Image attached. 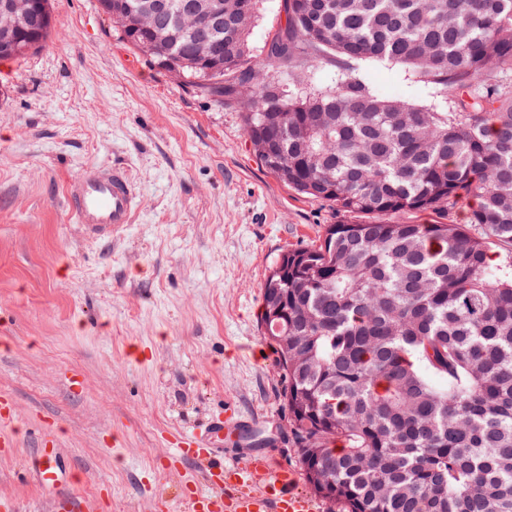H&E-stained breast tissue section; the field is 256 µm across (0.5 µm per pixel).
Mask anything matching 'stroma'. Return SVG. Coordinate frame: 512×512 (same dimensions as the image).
<instances>
[{
  "label": "stroma",
  "instance_id": "1",
  "mask_svg": "<svg viewBox=\"0 0 512 512\" xmlns=\"http://www.w3.org/2000/svg\"><path fill=\"white\" fill-rule=\"evenodd\" d=\"M39 50L0 62V499L48 512L29 465L44 434L71 493L96 512H183L194 465H163L169 435L242 420L225 458L257 449L298 474L262 285L280 255L344 216L280 183L240 113L139 55L98 0H51ZM391 98L418 90L362 63ZM91 163L123 167L138 207L100 240L65 187ZM82 384L70 388L71 375Z\"/></svg>",
  "mask_w": 512,
  "mask_h": 512
}]
</instances>
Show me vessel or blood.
I'll list each match as a JSON object with an SVG mask.
<instances>
[{
	"label": "vessel or blood",
	"instance_id": "vessel-or-blood-1",
	"mask_svg": "<svg viewBox=\"0 0 512 512\" xmlns=\"http://www.w3.org/2000/svg\"><path fill=\"white\" fill-rule=\"evenodd\" d=\"M66 199L78 224L99 236L133 221V185L119 166H86L68 182ZM221 430L238 434L239 423L218 418L203 430L174 437L169 466L189 461L205 470L203 482L192 483L189 494L183 495L184 512H313L307 496L291 492L292 472L274 466L265 454L253 451L228 463L216 460L211 435ZM57 455L56 448H40L32 468L41 487L56 490L59 512H69L71 502L61 490L60 469L54 464Z\"/></svg>",
	"mask_w": 512,
	"mask_h": 512
}]
</instances>
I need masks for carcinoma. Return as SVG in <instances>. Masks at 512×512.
Segmentation results:
<instances>
[{
    "label": "carcinoma",
    "instance_id": "obj_1",
    "mask_svg": "<svg viewBox=\"0 0 512 512\" xmlns=\"http://www.w3.org/2000/svg\"><path fill=\"white\" fill-rule=\"evenodd\" d=\"M42 2L32 50L51 29ZM98 2L127 44L271 141L281 183L348 217L263 284L312 490L338 512H512V0H283L259 50L261 0H227L204 42L177 22L204 0ZM151 2L171 23L149 48L126 22ZM325 57L328 86L293 77ZM367 60L426 100L382 96L355 73ZM465 196L468 224L398 219Z\"/></svg>",
    "mask_w": 512,
    "mask_h": 512
}]
</instances>
